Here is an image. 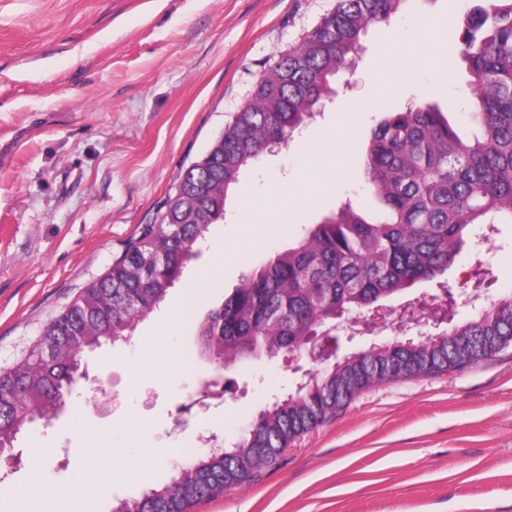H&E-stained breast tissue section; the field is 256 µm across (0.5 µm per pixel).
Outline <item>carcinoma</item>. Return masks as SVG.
<instances>
[{
    "label": "carcinoma",
    "mask_w": 512,
    "mask_h": 512,
    "mask_svg": "<svg viewBox=\"0 0 512 512\" xmlns=\"http://www.w3.org/2000/svg\"><path fill=\"white\" fill-rule=\"evenodd\" d=\"M406 2L336 0L263 70L208 155L177 175L157 222L45 326L24 359L0 371L1 425L11 430L20 410L67 401L81 381L73 364L84 349L131 342L197 257L209 226L224 220L241 172L288 141L368 29L389 30ZM459 55L474 91L469 122L477 134L461 138L444 111L425 101L388 113L371 132L361 168L378 209L348 203L252 268L199 323L202 357L234 366L248 353H292L314 326L336 325V308L360 321L380 298L443 273L466 249L469 226L512 224V0H475ZM510 339L511 291L426 342L395 338L348 356L263 409L236 441L191 456L169 482L115 512H190L274 467L296 439L367 389L475 364Z\"/></svg>",
    "instance_id": "obj_1"
}]
</instances>
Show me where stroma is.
<instances>
[{"instance_id":"obj_1","label":"stroma","mask_w":512,"mask_h":512,"mask_svg":"<svg viewBox=\"0 0 512 512\" xmlns=\"http://www.w3.org/2000/svg\"><path fill=\"white\" fill-rule=\"evenodd\" d=\"M336 0H0V369L13 366L48 322L155 223L179 172L200 160L250 98L264 68L296 45ZM472 0H408L375 28L332 95L230 189L223 222L135 334L181 351L171 372L136 344L84 351L108 394L73 392L58 419L33 422L21 462L0 483L18 493L68 491L93 452L113 478L93 512H115L166 480L170 449L190 456L199 435L231 443L296 380L287 355L217 372L197 328L243 274L295 244L343 203L369 207L359 171L384 113L430 101L459 134L472 96L458 55ZM428 35L427 55L404 44ZM223 266H216V254ZM512 290V224L472 241L430 281L382 300L383 338L402 306L426 294ZM184 301L179 329L167 312ZM220 376L213 408L190 409ZM154 451L125 480L114 452ZM191 512H512V346L465 368L375 386L296 440L275 469Z\"/></svg>"}]
</instances>
